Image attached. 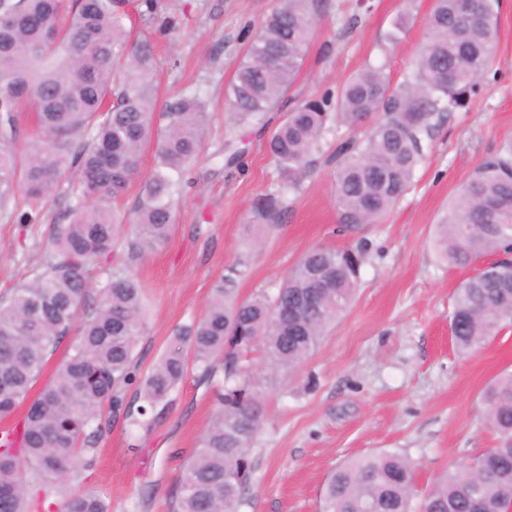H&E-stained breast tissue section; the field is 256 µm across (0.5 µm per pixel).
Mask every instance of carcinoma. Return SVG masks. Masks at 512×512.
Wrapping results in <instances>:
<instances>
[{"instance_id":"cac0c4a2","label":"carcinoma","mask_w":512,"mask_h":512,"mask_svg":"<svg viewBox=\"0 0 512 512\" xmlns=\"http://www.w3.org/2000/svg\"><path fill=\"white\" fill-rule=\"evenodd\" d=\"M151 35L178 26L141 0ZM321 0H280L249 41L230 84L235 123L273 110L300 70ZM498 0H433L426 39L412 76L392 85L384 67L367 64L336 91L301 101L267 140V152L288 173V191L316 167L331 125L357 127L326 156L335 171L338 224H374L405 195L423 160L425 139L444 115L462 107L494 58ZM119 0H0V218L35 224L59 197L67 206L53 227L49 253L31 277L0 296V418L23 404L26 414L0 432V512H108L97 495L75 487L92 465L87 452L112 414L149 427V412L197 371L216 389V411L199 448L183 464L172 512H240L253 472L251 450L263 408L261 383L291 377L312 356L350 304L366 245L307 252L273 295L239 300L243 264L228 268L202 318L179 326L186 350L161 356L137 376L136 347L144 329L143 289L130 266L105 282L93 268L127 231L130 258L164 243L185 176L202 148L208 112L185 90L156 112L153 43L127 39ZM35 112L36 134L19 138L21 108ZM153 145L157 163L140 184L130 221L111 201L141 175ZM285 192L257 199L262 230L283 222ZM432 245L448 265L466 268L512 252V146L487 159L461 186L436 225ZM316 306H309L310 299ZM512 325V262L507 258L463 280L450 329L456 346L480 348ZM78 328L79 342L39 395L30 392L61 341ZM262 349L255 366L252 352ZM138 385L143 404H125ZM484 417L500 444L454 468L419 503L413 465L395 451L349 459L328 477L322 512H506L512 503V372L481 394Z\"/></svg>"}]
</instances>
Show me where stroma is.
<instances>
[{
  "label": "stroma",
  "mask_w": 512,
  "mask_h": 512,
  "mask_svg": "<svg viewBox=\"0 0 512 512\" xmlns=\"http://www.w3.org/2000/svg\"><path fill=\"white\" fill-rule=\"evenodd\" d=\"M179 26L159 39L154 81L160 100L197 90L207 104L201 154L177 205L168 240L132 261L144 289L146 326L137 347L147 373L173 345L179 325L201 317L217 280L236 259L248 273L239 298L275 293L316 247L365 243L355 298L320 347L290 379L266 387V419L252 449L254 472L241 512H320L321 488L336 466L391 450L415 467L418 489L498 443L480 414L486 384L512 370V326L479 351L463 353L449 325L453 294L469 269L442 263L435 226L459 186L512 145V0H501L496 57L466 106L424 140L413 185L377 224L340 231L333 169L320 166L276 229L252 225L253 203L284 176L266 151L271 126L298 101L342 85L366 63L407 80L425 39L432 0H324L302 68L268 125L231 122L227 90L278 0H161ZM243 141L225 172L224 140ZM52 201L37 224L0 220V294L28 278L63 212ZM214 411L212 388L188 376L150 431L115 418L98 440L81 487L109 512H169L170 493Z\"/></svg>",
  "instance_id": "obj_1"
}]
</instances>
